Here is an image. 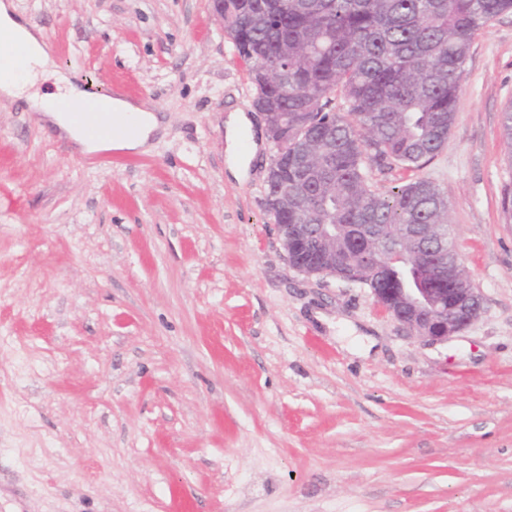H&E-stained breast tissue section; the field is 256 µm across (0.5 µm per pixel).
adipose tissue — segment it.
<instances>
[{
    "label": "adipose tissue",
    "instance_id": "adipose-tissue-1",
    "mask_svg": "<svg viewBox=\"0 0 512 512\" xmlns=\"http://www.w3.org/2000/svg\"><path fill=\"white\" fill-rule=\"evenodd\" d=\"M0 34L9 36L26 50L23 69H14L10 60L0 61V103L25 104L29 111L36 113L39 123L53 126L84 152L114 149L145 153L153 147L160 130L158 117L145 104L109 96L96 97L75 84L69 74L55 64L43 32L24 21L13 0H0ZM48 77L53 78L55 89L47 93L40 90L39 84ZM69 102L90 104L92 119L99 123L108 122L115 112L130 115L133 128L109 138L90 137L66 110ZM245 139L250 142L246 151L241 148ZM224 143L228 177L239 183L247 181L252 161L263 146L247 112L238 109L227 114Z\"/></svg>",
    "mask_w": 512,
    "mask_h": 512
}]
</instances>
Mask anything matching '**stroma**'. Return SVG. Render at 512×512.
I'll return each instance as SVG.
<instances>
[{"label":"stroma","mask_w":512,"mask_h":512,"mask_svg":"<svg viewBox=\"0 0 512 512\" xmlns=\"http://www.w3.org/2000/svg\"><path fill=\"white\" fill-rule=\"evenodd\" d=\"M14 3L166 130L91 164L0 106V512H512V13L474 39L447 146L370 180L451 203L482 311L431 344L292 267L272 147L227 179L224 116L254 90L210 0Z\"/></svg>","instance_id":"1"}]
</instances>
